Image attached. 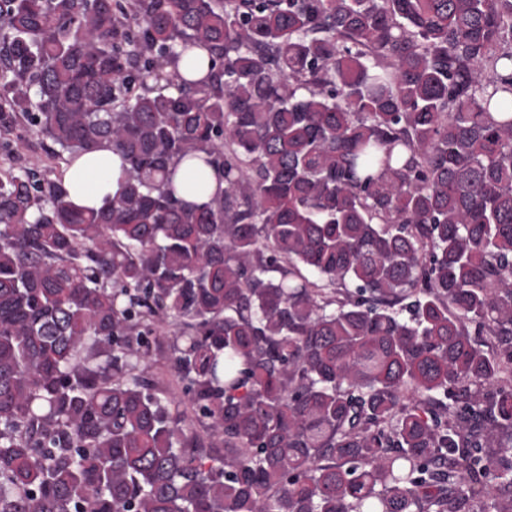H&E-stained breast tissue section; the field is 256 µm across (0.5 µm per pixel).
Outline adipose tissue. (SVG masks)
Masks as SVG:
<instances>
[{
  "label": "adipose tissue",
  "instance_id": "adipose-tissue-1",
  "mask_svg": "<svg viewBox=\"0 0 512 512\" xmlns=\"http://www.w3.org/2000/svg\"><path fill=\"white\" fill-rule=\"evenodd\" d=\"M126 177L120 156L104 144L74 158L62 180L73 205L98 211L117 196Z\"/></svg>",
  "mask_w": 512,
  "mask_h": 512
}]
</instances>
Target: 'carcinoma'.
<instances>
[{
    "instance_id": "carcinoma-1",
    "label": "carcinoma",
    "mask_w": 512,
    "mask_h": 512,
    "mask_svg": "<svg viewBox=\"0 0 512 512\" xmlns=\"http://www.w3.org/2000/svg\"><path fill=\"white\" fill-rule=\"evenodd\" d=\"M511 61L512 0H0V150L128 173L0 165V512H512ZM16 151L11 154L10 161L16 167L29 168L37 171L42 178L55 179L63 167L62 161L55 166L46 157L47 146L50 141L42 139L29 128H20L17 131ZM126 177L120 156L105 143L74 158L65 168L62 180L73 205L98 211L117 196ZM204 180V191L187 193L183 197L195 204H203L208 202L216 192L224 190V180H218L216 171L213 168L208 167L205 169ZM170 335H160L156 337V342L153 345V359H154V372L162 374L163 380L170 383L171 392L173 396H179V391L174 384L172 377L165 372V365L169 351Z\"/></svg>"
}]
</instances>
